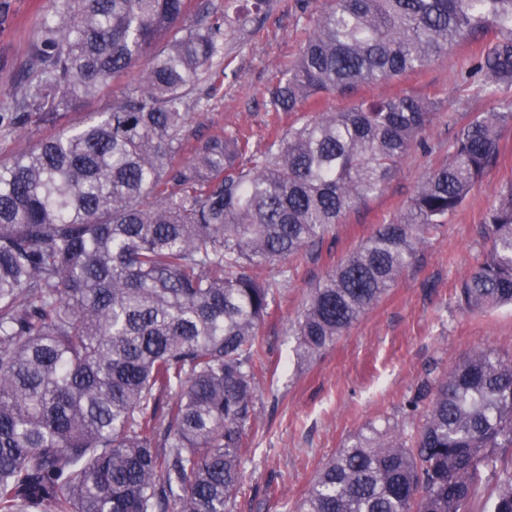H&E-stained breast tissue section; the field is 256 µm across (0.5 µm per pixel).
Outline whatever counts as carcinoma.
<instances>
[{
  "label": "carcinoma",
  "instance_id": "obj_1",
  "mask_svg": "<svg viewBox=\"0 0 512 512\" xmlns=\"http://www.w3.org/2000/svg\"><path fill=\"white\" fill-rule=\"evenodd\" d=\"M39 75L0 113L54 120L147 58L85 123L0 164V512H230L256 419L267 265L310 260L381 194L436 103L356 99L252 149L233 131L180 158L226 28L186 0H51ZM462 80L496 100L448 160L310 289L306 360L337 342L463 204L512 127V0H334L268 89L275 113L423 70L488 33ZM457 306L512 305V185L483 218ZM298 512H512V356L481 348L423 379L404 419L369 425L321 467Z\"/></svg>",
  "mask_w": 512,
  "mask_h": 512
}]
</instances>
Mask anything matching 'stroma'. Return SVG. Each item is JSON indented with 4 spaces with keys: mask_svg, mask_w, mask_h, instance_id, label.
<instances>
[{
    "mask_svg": "<svg viewBox=\"0 0 512 512\" xmlns=\"http://www.w3.org/2000/svg\"><path fill=\"white\" fill-rule=\"evenodd\" d=\"M331 0H267L259 21L230 29L224 40V75L209 81V99L193 108L189 141L234 129L261 148L287 128L266 104L267 90L295 59L309 15ZM49 0H0V105L30 81V60ZM480 51L465 43L443 53L417 73L362 87L368 98L416 94L438 104L426 132L427 150L412 151L385 191L348 214L324 242L315 259L266 268L277 287L270 314L261 327L267 370L260 374L257 418L247 430L248 448L232 512H295L322 464L367 425L384 427L401 419L404 405L432 371L449 369L475 349L494 347L512 353V307L464 312L454 286L466 275L479 249L478 229L500 192L512 185V128L505 130L499 153L447 224L428 234L414 265L333 346L298 362L293 325L309 288L349 252L366 242L380 224L407 207L417 184L448 157L456 129L491 100L463 86L460 71ZM139 67L112 77L101 94L56 121L28 116L16 127L0 128V162H8L39 140L86 120L136 84Z\"/></svg>",
    "mask_w": 512,
    "mask_h": 512,
    "instance_id": "obj_1",
    "label": "stroma"
}]
</instances>
